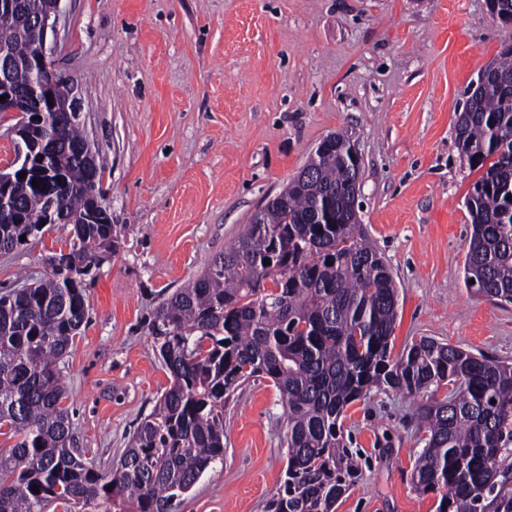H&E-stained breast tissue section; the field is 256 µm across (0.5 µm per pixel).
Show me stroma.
Masks as SVG:
<instances>
[{
	"instance_id": "1",
	"label": "stroma",
	"mask_w": 512,
	"mask_h": 512,
	"mask_svg": "<svg viewBox=\"0 0 512 512\" xmlns=\"http://www.w3.org/2000/svg\"><path fill=\"white\" fill-rule=\"evenodd\" d=\"M512 24L487 0H62L53 58L81 86L107 158L119 251L84 281L88 320L58 363L86 459L116 462L170 384L149 326L330 133L361 159L358 218L398 289L394 352L422 336L512 362V304L465 285L468 191L456 143L470 85ZM70 226L0 253V295L46 271ZM284 408L266 379L224 405V461L175 512H265L283 485ZM362 473L336 512H437L412 483L424 443L407 400L347 407Z\"/></svg>"
}]
</instances>
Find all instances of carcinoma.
<instances>
[{
  "label": "carcinoma",
  "instance_id": "cac0c4a2",
  "mask_svg": "<svg viewBox=\"0 0 512 512\" xmlns=\"http://www.w3.org/2000/svg\"><path fill=\"white\" fill-rule=\"evenodd\" d=\"M2 46L15 82H29L39 44L24 16L0 19ZM489 68L456 123L462 155L482 171L466 200L464 273L474 293L512 303V48ZM69 92L57 82L37 102L60 110ZM30 139L51 175L13 183L0 206V252L42 235L52 201L73 236L68 252L48 258L44 277L0 296V429L18 438L0 453V512H46L52 502L95 512L102 501L112 512H172L224 463V400L252 378L270 380L286 411L285 479L266 512H335L357 473L340 420L374 388L424 398L414 410L425 446L412 481L440 495L438 512H512V364L425 336L393 355L397 286L360 224L353 184L361 163L339 132L158 306L150 333L171 384L112 469L87 464L57 363L86 321L84 277L120 249L121 228L110 217L85 220L103 196L104 161L96 155L87 182L79 125ZM450 383L444 398L429 394Z\"/></svg>",
  "mask_w": 512,
  "mask_h": 512
}]
</instances>
